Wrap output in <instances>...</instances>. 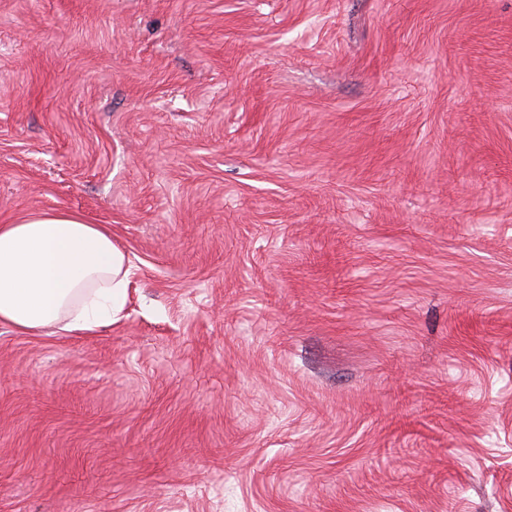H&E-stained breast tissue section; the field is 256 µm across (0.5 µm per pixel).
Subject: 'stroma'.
<instances>
[{"label":"stroma","instance_id":"35a3bbf8","mask_svg":"<svg viewBox=\"0 0 512 512\" xmlns=\"http://www.w3.org/2000/svg\"><path fill=\"white\" fill-rule=\"evenodd\" d=\"M132 266L0 324V512H512V0H0V221Z\"/></svg>","mask_w":512,"mask_h":512}]
</instances>
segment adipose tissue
I'll use <instances>...</instances> for the list:
<instances>
[{"label": "adipose tissue", "mask_w": 512, "mask_h": 512, "mask_svg": "<svg viewBox=\"0 0 512 512\" xmlns=\"http://www.w3.org/2000/svg\"><path fill=\"white\" fill-rule=\"evenodd\" d=\"M128 283L126 256L105 225L68 211L0 224V324L90 332L123 311Z\"/></svg>", "instance_id": "obj_1"}]
</instances>
